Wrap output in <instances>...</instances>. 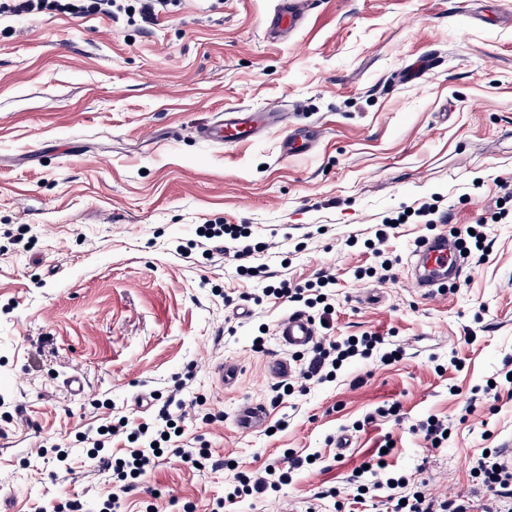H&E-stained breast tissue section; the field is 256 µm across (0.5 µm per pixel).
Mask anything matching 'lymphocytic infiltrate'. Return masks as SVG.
Listing matches in <instances>:
<instances>
[{"mask_svg":"<svg viewBox=\"0 0 512 512\" xmlns=\"http://www.w3.org/2000/svg\"><path fill=\"white\" fill-rule=\"evenodd\" d=\"M118 0H0V15L14 17L37 16L46 12L59 11L74 16L93 14L111 15ZM384 337L378 335L349 337L343 340L322 336L313 345L302 364L299 376L306 381L319 384L328 382L344 361L354 357L371 358L374 351L381 350ZM184 400L174 404H163L158 410L153 425L130 426L128 419L119 418L109 432H98L93 440L94 447H104L108 436L130 433L135 441L134 448L128 449L126 457L116 460L105 456L94 459L95 467L112 471V485L103 501L104 512H114L122 494L130 490L134 476H146L156 456L157 443L163 442L165 434L175 429L177 416H188ZM305 464L302 456L288 451L281 464L268 465L260 473H239L233 483L224 487V499L236 503L244 496L262 497L271 492L281 491L289 484L294 471ZM472 471L480 480L481 487L489 492L491 500L484 507H476L473 500L453 499L435 501L423 491L424 478L417 474L395 476L386 472L380 463L370 464L355 474L358 495L377 492L387 493L395 503V512H512V470L500 461L499 449H490L488 454L478 455Z\"/></svg>","mask_w":512,"mask_h":512,"instance_id":"1","label":"lymphocytic infiltrate"}]
</instances>
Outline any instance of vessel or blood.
<instances>
[{
    "label": "vessel or blood",
    "instance_id": "vessel-or-blood-1",
    "mask_svg": "<svg viewBox=\"0 0 512 512\" xmlns=\"http://www.w3.org/2000/svg\"><path fill=\"white\" fill-rule=\"evenodd\" d=\"M303 0H277L276 7L265 20L268 38H279L281 32H293L305 24L301 4ZM442 63L440 56L430 53L416 64L403 70L401 79L415 81L433 72ZM282 112L255 111L231 108L216 121L199 127L197 135L212 143L231 145L244 139L260 137L264 130L276 122H285ZM461 243L439 233L420 238L414 245L409 263L414 271L413 285L422 296L434 298L446 294L449 283L459 279L462 273ZM281 346L293 352L307 350L315 341L317 332L313 321L300 312H292L281 319L276 327ZM267 421L265 408L257 403L240 407L235 423L244 433L257 431Z\"/></svg>",
    "mask_w": 512,
    "mask_h": 512
}]
</instances>
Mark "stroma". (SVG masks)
I'll return each mask as SVG.
<instances>
[{
	"mask_svg": "<svg viewBox=\"0 0 512 512\" xmlns=\"http://www.w3.org/2000/svg\"><path fill=\"white\" fill-rule=\"evenodd\" d=\"M274 7L175 0L147 27L123 15L0 18V512L64 495L95 512L109 476L90 465L84 432L150 421L154 397L190 367L182 396L216 419L185 421L178 443L223 466L164 454L118 512H214L235 469H264L289 448L318 459L283 496L224 512H305L331 488L345 505L327 512H391L351 501L352 475L381 445L388 470L422 471L454 498L478 483L474 457L512 437V388L474 394L512 359V223L492 221L512 211V0H310L289 40L264 35ZM429 52L439 70L396 80ZM238 107L295 113L320 137L286 156L280 124L232 146L195 136ZM433 196L453 229L485 219L490 242L434 300L413 288L409 254L440 225L392 230L388 271L370 249L383 218ZM215 222L252 245L277 242L279 257H255L273 282L331 276V335L375 333L400 358L350 359L335 381L274 400L268 363L288 355L274 330L292 307L251 302L264 283L202 237ZM224 361L242 366L234 386L219 383ZM73 375L81 394L65 385ZM247 402L268 410L252 434L234 424ZM392 403L399 418L375 417ZM430 417L450 428L436 450L411 429ZM59 448L70 471L55 466Z\"/></svg>",
	"mask_w": 512,
	"mask_h": 512,
	"instance_id": "35a3bbf8",
	"label": "stroma"
}]
</instances>
